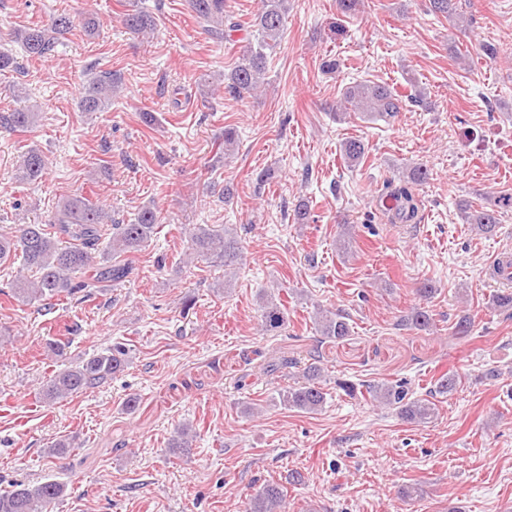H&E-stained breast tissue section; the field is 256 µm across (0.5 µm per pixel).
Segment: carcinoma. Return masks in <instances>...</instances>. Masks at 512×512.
<instances>
[{"label":"carcinoma","instance_id":"obj_1","mask_svg":"<svg viewBox=\"0 0 512 512\" xmlns=\"http://www.w3.org/2000/svg\"><path fill=\"white\" fill-rule=\"evenodd\" d=\"M433 11L448 18H459L458 0H429ZM188 7L201 27L218 41L237 30L239 24L228 22L225 0H188ZM288 14V0H260V7L252 18V35L231 71L224 75V93L242 99L254 94L266 74L268 51L274 49L282 36ZM125 28L137 35H145L156 27L151 14L131 9L123 15ZM73 20L60 13L51 19L48 27H29L14 33L30 58L48 59L60 40L70 33ZM118 79L110 72L95 75L84 89L81 108L86 112L105 110L112 101V91ZM344 100L354 104L360 112H376L391 116L400 111L402 99L386 83L356 84L343 92ZM38 113L18 109L0 112V127L9 130L24 129L35 124ZM347 163L357 166L365 155V145L357 139L342 144ZM48 160L37 148H30L23 155L16 178L20 182L35 181L47 170ZM396 201L395 216L407 220L415 214L416 205L408 186L392 192ZM468 223L481 235H492L498 228L497 211L474 210L466 215ZM158 216L152 206L143 207L131 224H119L103 209L83 196H73L59 203L45 224H22L15 233H0V264L20 261L22 269L33 270L36 277L29 279L21 274L0 289L19 302L52 301L73 298L80 294L89 298L108 283L117 284L131 275V262L124 258L143 247L156 234ZM191 254L198 258L215 256L224 263V270H232L240 257L238 241L226 237L224 229L199 226L190 233ZM494 307L512 318V289L505 288L492 298ZM261 328L268 336H280L288 328V310L273 297L262 299L259 309ZM431 317L422 307L414 308L401 320V325L426 329ZM314 326L319 341H343L351 336L352 326L345 311L317 309ZM129 363V350L121 343L98 351L78 364L53 371L40 390L46 403H57L68 397L96 388L124 371ZM322 368L315 362L303 368L305 382L280 392L284 405L312 413L319 411L326 401V392L318 379ZM456 378L444 374L429 391V397L418 398L405 380L371 383H354L336 380V386L349 396L365 389L370 398L383 406L394 409L402 419L411 423H426L436 413L433 399L444 397L456 388ZM192 425L185 423L177 428L169 448L184 452L192 446ZM65 483L47 479L43 482L19 481L10 489L0 492V512H51L52 506L65 496ZM286 504L283 487L267 482L250 498L246 512H282Z\"/></svg>","mask_w":512,"mask_h":512}]
</instances>
